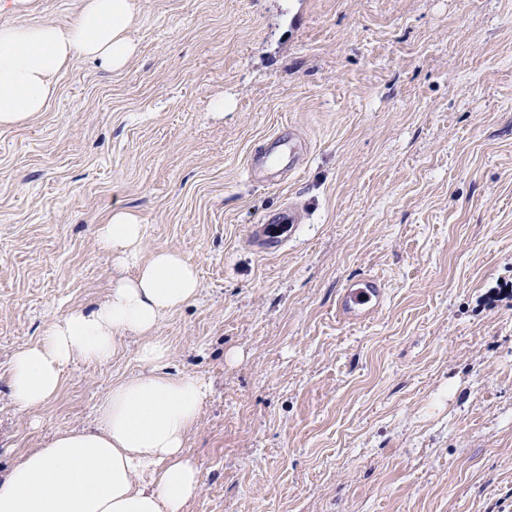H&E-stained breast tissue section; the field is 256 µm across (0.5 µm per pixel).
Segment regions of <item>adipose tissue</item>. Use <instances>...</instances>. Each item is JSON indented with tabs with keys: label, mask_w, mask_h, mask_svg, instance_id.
Returning <instances> with one entry per match:
<instances>
[{
	"label": "adipose tissue",
	"mask_w": 512,
	"mask_h": 512,
	"mask_svg": "<svg viewBox=\"0 0 512 512\" xmlns=\"http://www.w3.org/2000/svg\"><path fill=\"white\" fill-rule=\"evenodd\" d=\"M135 21L134 0H79L66 27L0 25V129L25 127L47 111L76 59L123 70L136 51ZM97 241L114 269L107 299L50 322L16 352L13 401L22 411L42 407L73 359L109 360L122 336L139 337L144 371L113 385L93 426L55 433L0 474V512H184L197 491L185 444L209 387L198 376L166 372L168 346L157 334L164 315L196 297V267L173 249L142 256V226L125 208L113 210Z\"/></svg>",
	"instance_id": "obj_1"
}]
</instances>
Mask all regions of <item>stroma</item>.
Returning <instances> with one entry per match:
<instances>
[{"label":"stroma","instance_id":"35a3bbf8","mask_svg":"<svg viewBox=\"0 0 512 512\" xmlns=\"http://www.w3.org/2000/svg\"><path fill=\"white\" fill-rule=\"evenodd\" d=\"M135 5L124 70L77 61L0 130V470L143 369L125 337L43 407L9 395L13 354L106 298L96 231L129 208L200 281L157 331L212 388L185 512H512V0ZM288 130L304 160L252 181ZM291 203L261 252L251 225ZM366 274L382 306L345 320ZM303 213L294 206L268 214L262 224L251 226V240L263 250L273 253L288 240L295 224H301Z\"/></svg>","mask_w":512,"mask_h":512}]
</instances>
